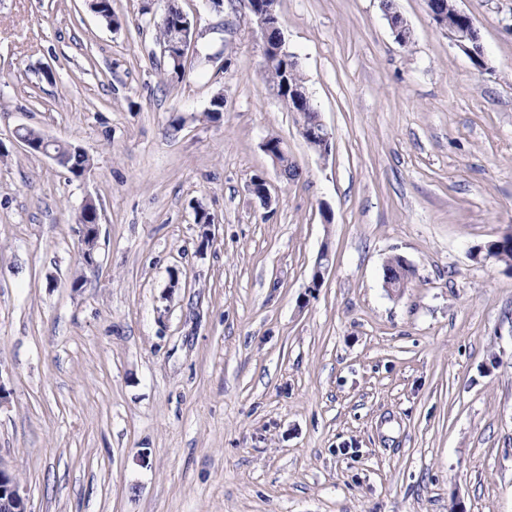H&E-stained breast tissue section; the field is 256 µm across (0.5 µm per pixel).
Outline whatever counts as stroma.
<instances>
[{
    "label": "stroma",
    "mask_w": 512,
    "mask_h": 512,
    "mask_svg": "<svg viewBox=\"0 0 512 512\" xmlns=\"http://www.w3.org/2000/svg\"><path fill=\"white\" fill-rule=\"evenodd\" d=\"M172 3L193 31L174 82ZM457 5L487 69L426 0H394L405 45L380 0H277L319 154L244 0H112L116 29L89 0H0V456L32 512H512V268L476 252L512 235V0ZM393 255L416 269L398 296ZM381 5L396 41L402 45L409 43L412 36L411 30L404 18L392 11V0H381ZM453 0H427L430 14L437 26L446 31L470 60L479 68L486 66L485 51L480 40L475 20L461 11L456 4L448 12V3ZM316 111V110H315ZM300 136L316 152L326 153L330 146V133L321 119L320 112L312 113V117L298 123ZM25 128L26 127H19L15 132L16 138L25 146V148L27 150H32L36 146L40 155L48 157L59 164L61 157L60 153L56 151V147L62 142L49 136L43 135L34 129ZM20 131H22L21 133L23 135L29 138H36L41 134L40 141L38 143L31 144L26 137L20 134ZM77 233L80 238V242L82 245V257L83 260L90 265L96 263V251L98 245V233L99 227L98 224L93 223V219L89 216L81 213L77 219ZM402 260H403V264L406 267H411V272L409 273V277L408 278L400 279L398 281L391 279V278H396V279L399 278L398 272L400 271V268H401V260H400V258L398 256L390 257L387 260V263H386L387 266H385L387 271L389 273H391V277L389 275L385 276L386 278H385V281H384V285H385V288H387L388 291L391 292L393 295H400V294H402L404 288H407L408 283L416 275L414 267L411 264H409L404 258H402Z\"/></svg>",
    "instance_id": "1"
}]
</instances>
